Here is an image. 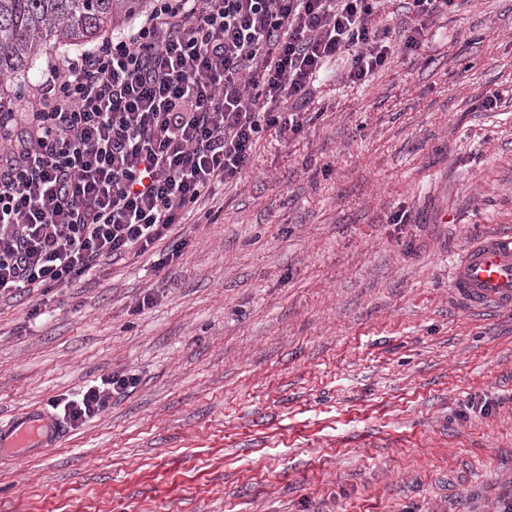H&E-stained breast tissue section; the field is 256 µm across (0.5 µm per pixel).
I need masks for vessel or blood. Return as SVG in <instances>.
I'll return each mask as SVG.
<instances>
[{
    "label": "vessel or blood",
    "instance_id": "vessel-or-blood-1",
    "mask_svg": "<svg viewBox=\"0 0 512 512\" xmlns=\"http://www.w3.org/2000/svg\"><path fill=\"white\" fill-rule=\"evenodd\" d=\"M453 294L470 310L512 307V236L485 234L455 268ZM67 436L60 420L35 408L0 418V456H40Z\"/></svg>",
    "mask_w": 512,
    "mask_h": 512
}]
</instances>
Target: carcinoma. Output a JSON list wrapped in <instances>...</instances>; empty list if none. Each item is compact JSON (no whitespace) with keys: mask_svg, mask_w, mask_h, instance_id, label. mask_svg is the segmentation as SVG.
I'll list each match as a JSON object with an SVG mask.
<instances>
[{"mask_svg":"<svg viewBox=\"0 0 512 512\" xmlns=\"http://www.w3.org/2000/svg\"><path fill=\"white\" fill-rule=\"evenodd\" d=\"M148 0H0V112H20L26 73L51 46L98 40L139 15Z\"/></svg>","mask_w":512,"mask_h":512,"instance_id":"carcinoma-1","label":"carcinoma"}]
</instances>
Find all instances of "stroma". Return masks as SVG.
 <instances>
[{
    "instance_id": "1",
    "label": "stroma",
    "mask_w": 512,
    "mask_h": 512,
    "mask_svg": "<svg viewBox=\"0 0 512 512\" xmlns=\"http://www.w3.org/2000/svg\"><path fill=\"white\" fill-rule=\"evenodd\" d=\"M345 70L303 132H262L216 223L175 228V263L0 299V416L139 379L0 461V512H490L512 491V308L450 289L473 239L512 234V0H455L366 84ZM136 375L112 373L100 378V383L86 387L77 399L65 400L57 413L64 423L78 426L102 413L109 405L113 394H123L135 388Z\"/></svg>"
}]
</instances>
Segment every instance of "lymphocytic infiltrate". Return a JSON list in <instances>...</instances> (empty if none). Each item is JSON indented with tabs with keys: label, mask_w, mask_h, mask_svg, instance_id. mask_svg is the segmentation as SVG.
I'll return each mask as SVG.
<instances>
[{
	"label": "lymphocytic infiltrate",
	"mask_w": 512,
	"mask_h": 512,
	"mask_svg": "<svg viewBox=\"0 0 512 512\" xmlns=\"http://www.w3.org/2000/svg\"><path fill=\"white\" fill-rule=\"evenodd\" d=\"M422 37L391 42L368 0H152L126 32L53 57L22 117L0 113V296L71 287L161 241L158 264L175 262V226L214 223L215 184L241 179L261 131H303L328 61L362 85ZM137 382L113 373L51 406L77 426Z\"/></svg>",
	"instance_id": "lymphocytic-infiltrate-1"
}]
</instances>
